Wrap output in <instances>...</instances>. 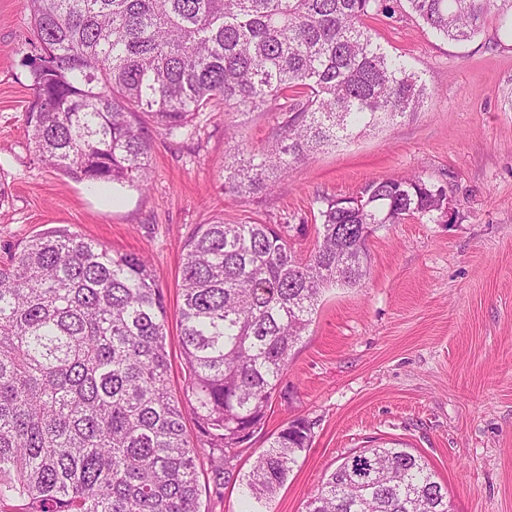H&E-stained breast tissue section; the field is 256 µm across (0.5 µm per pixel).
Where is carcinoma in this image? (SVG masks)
<instances>
[{
    "mask_svg": "<svg viewBox=\"0 0 512 512\" xmlns=\"http://www.w3.org/2000/svg\"><path fill=\"white\" fill-rule=\"evenodd\" d=\"M406 2L450 41L475 37L491 9L512 31V0ZM391 13L390 0H30L31 139L41 162L78 181L145 187L150 145L137 111L173 136L202 112L274 109L281 121L268 143L237 152L221 173L237 197L267 192L293 164L423 102L409 63L366 26ZM320 202L304 259L291 224L217 220L189 237L179 397L164 296L144 256L53 227L1 260L0 512H200L202 455L215 489L238 478L246 497L272 501L313 423L287 422L242 475L234 461L263 425L323 291L366 277L372 232L443 218L448 194L414 174ZM305 512L450 509L428 460L395 442L344 457Z\"/></svg>",
    "mask_w": 512,
    "mask_h": 512,
    "instance_id": "carcinoma-1",
    "label": "carcinoma"
}]
</instances>
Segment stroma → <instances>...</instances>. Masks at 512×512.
I'll return each instance as SVG.
<instances>
[{
	"mask_svg": "<svg viewBox=\"0 0 512 512\" xmlns=\"http://www.w3.org/2000/svg\"><path fill=\"white\" fill-rule=\"evenodd\" d=\"M29 18L28 0H0V259L60 225L146 257L165 298L177 393L181 266L199 225L301 224L291 242L305 256L319 197L422 175L446 189L454 222L407 218L373 233L368 276L326 290L239 465L249 470L273 433L305 418L314 425L312 446L267 512H304L343 457L382 442L424 456L447 485L452 512H512V37L494 14L463 43L432 33L406 0L392 16L369 20L387 53L414 64L424 102L393 125L317 151L272 192L246 198L225 193L220 173L236 150L258 149L270 137L271 111L250 114L240 127L233 113H205L175 136L139 114L150 142L145 189H99L48 168L26 128ZM197 466L201 512H242L238 484L215 495L207 458Z\"/></svg>",
	"mask_w": 512,
	"mask_h": 512,
	"instance_id": "stroma-1",
	"label": "stroma"
}]
</instances>
